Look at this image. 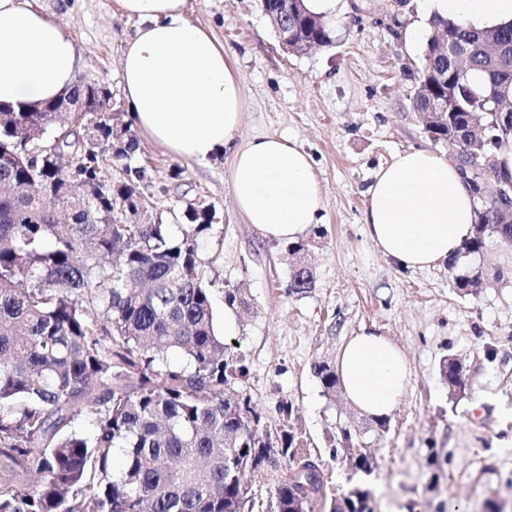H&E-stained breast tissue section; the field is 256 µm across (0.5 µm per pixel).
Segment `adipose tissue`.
Returning a JSON list of instances; mask_svg holds the SVG:
<instances>
[{"mask_svg": "<svg viewBox=\"0 0 512 512\" xmlns=\"http://www.w3.org/2000/svg\"><path fill=\"white\" fill-rule=\"evenodd\" d=\"M118 2L136 22L120 58L121 91L136 128L177 158L204 162L234 146L242 120L238 78L210 32L187 20V0ZM419 9L478 29L512 20V0H421ZM79 58L64 22L28 0H0V102L59 98L72 86ZM234 148L237 210L264 237L297 242L318 223L323 204L310 155L281 136ZM475 211L476 198L455 164L410 149L375 171L364 224L384 257L407 270L425 269L461 249ZM335 370L347 400L373 420L394 411L409 373L401 348L366 330L346 340Z\"/></svg>", "mask_w": 512, "mask_h": 512, "instance_id": "adipose-tissue-1", "label": "adipose tissue"}]
</instances>
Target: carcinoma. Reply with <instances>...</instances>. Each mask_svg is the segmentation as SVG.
<instances>
[{
	"instance_id": "cac0c4a2",
	"label": "carcinoma",
	"mask_w": 512,
	"mask_h": 512,
	"mask_svg": "<svg viewBox=\"0 0 512 512\" xmlns=\"http://www.w3.org/2000/svg\"><path fill=\"white\" fill-rule=\"evenodd\" d=\"M308 32L321 47L333 44L323 17ZM414 104L423 107L425 80L447 69L434 54L440 39L471 48V69L455 73L448 91V124L433 130L494 182L495 153L512 131L499 128L512 102V22L474 30L460 20L433 15ZM483 75L480 85L470 71ZM70 101H91V112H32V104L0 103V454L22 471L41 475L36 488L0 480V512H253L249 475L263 448L288 460V478L272 495L274 512H372L367 482L347 492L328 491L322 472L295 461L294 434L272 438L247 396L225 395L245 367L227 358L216 334L213 281L200 257L214 228L204 212H185L174 235L170 225L138 224L135 213L112 216V194L128 202L141 193L133 162L136 138L128 134L112 151V113L89 83L76 82ZM473 109L484 127L470 131ZM94 125L100 146L79 143ZM57 141L54 153L29 155L24 139ZM111 163L116 181L102 177ZM477 220L461 250L448 259L457 293L480 283L471 257L489 234L512 243V223L501 224L491 203L476 195ZM314 273L291 267L289 292L314 287ZM170 353L186 360L167 366ZM313 372L327 396L339 385L336 370L316 363ZM448 397L465 395L466 372L452 355L440 362ZM96 407L94 430L74 427L86 404ZM356 435L340 430L332 457L343 451L368 475L374 461L354 455ZM122 455L113 469L114 454Z\"/></svg>"
}]
</instances>
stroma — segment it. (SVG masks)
I'll list each match as a JSON object with an SVG mask.
<instances>
[{
  "instance_id": "obj_1",
  "label": "stroma",
  "mask_w": 512,
  "mask_h": 512,
  "mask_svg": "<svg viewBox=\"0 0 512 512\" xmlns=\"http://www.w3.org/2000/svg\"><path fill=\"white\" fill-rule=\"evenodd\" d=\"M67 22L80 51L78 73L120 92L119 58L135 23L117 0H29ZM336 43L305 55L284 52L258 0H189L187 18L210 29L233 54L243 119L238 142L286 136L312 157L323 197L319 229L302 236L315 275L303 295L288 291L291 257L236 210L231 155L205 162L178 159L138 137L137 162L149 211L183 223L187 205H212L219 218L200 256L213 279L216 331L228 354L246 367L234 391L248 395L261 428H289L302 454L331 490L357 480L333 458L338 428L359 431L376 468L369 478L374 512H512V245L489 237L473 261L482 274L476 294L453 288L447 264L402 271L375 248L363 223L373 171L397 151L455 152L433 141L411 98L423 47L409 28L417 0H343ZM241 289L249 309L232 310L224 291ZM389 336L410 366L408 384L386 429H376L343 392L323 395L313 373L335 363L345 340L361 330ZM494 356H487L486 346ZM466 367L463 398L452 400L439 372L445 355ZM291 415H284V407Z\"/></svg>"
}]
</instances>
